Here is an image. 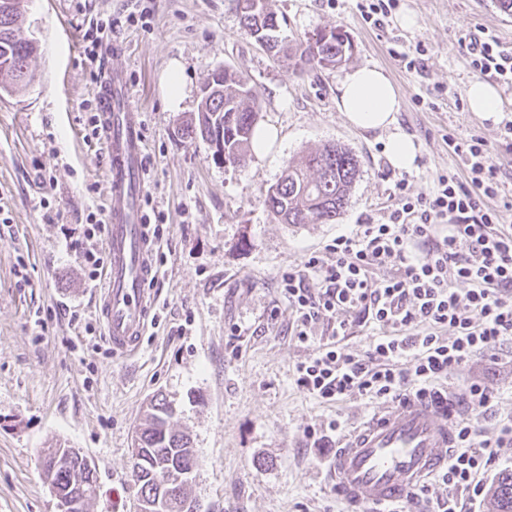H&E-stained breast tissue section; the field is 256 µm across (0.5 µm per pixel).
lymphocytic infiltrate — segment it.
I'll return each instance as SVG.
<instances>
[{
    "label": "lymphocytic infiltrate",
    "mask_w": 512,
    "mask_h": 512,
    "mask_svg": "<svg viewBox=\"0 0 512 512\" xmlns=\"http://www.w3.org/2000/svg\"><path fill=\"white\" fill-rule=\"evenodd\" d=\"M474 67L512 82V55L498 43L470 37ZM468 181L439 177L425 196L406 194L386 223L362 224L330 244L332 261L309 257L303 269L284 275L281 285L295 313V334L309 342L319 325L332 334L297 365L299 388L325 403L353 397L395 400L424 392L428 383L495 346L512 342V198L499 195L486 144L472 137L456 144ZM394 266L377 280L374 269ZM466 283L458 294L454 282ZM379 328L365 355L343 354L347 314ZM452 329L445 339L439 331ZM494 398L472 384L467 399L472 418L456 426L458 450L441 481L452 490L479 493V476L495 462L497 449L512 445V422L495 441L477 440V416Z\"/></svg>",
    "instance_id": "lymphocytic-infiltrate-1"
}]
</instances>
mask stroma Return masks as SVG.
<instances>
[{
    "instance_id": "obj_1",
    "label": "stroma",
    "mask_w": 512,
    "mask_h": 512,
    "mask_svg": "<svg viewBox=\"0 0 512 512\" xmlns=\"http://www.w3.org/2000/svg\"><path fill=\"white\" fill-rule=\"evenodd\" d=\"M288 37L341 27L353 52L340 67L298 70L244 34L236 0H22L23 30L38 50L32 81L0 78V512H57L42 468L47 449L74 448L93 461L99 488L88 512H133V433L153 395L176 408L199 465L192 496L209 512H345L328 481L336 443L382 408L365 397L321 402L294 382L315 342L290 333L294 315L280 290L311 256L328 258L336 236L364 221L385 223L397 181L427 195L442 174L465 178L454 141L481 137L500 194L512 196V83L472 65L466 39H495L512 53V17L492 0H396L383 29L370 28L357 0H268ZM417 25L402 28V14ZM111 22L92 44L91 22ZM129 42L112 55L113 41ZM123 68L143 113L149 183L141 203L162 224L156 306L137 353L118 356L95 312L101 282L86 276L85 253L105 240L85 230L105 217V157L97 123L101 66L89 50ZM417 53L405 69L402 53ZM180 64L187 96L165 99L167 71ZM383 68L399 100L397 125L420 148L416 169L393 168L383 135L349 125L336 106L345 72ZM226 67L259 94L263 125L278 139L245 165L214 160L184 129L211 71ZM475 81L493 84L503 122L471 112ZM333 142L352 150L360 175L334 224L278 223L266 190L288 161ZM474 383L496 394L479 421L495 439L512 420V344L477 355L432 389L461 393Z\"/></svg>"
}]
</instances>
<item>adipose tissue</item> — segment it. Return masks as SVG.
<instances>
[{"label": "adipose tissue", "mask_w": 512, "mask_h": 512, "mask_svg": "<svg viewBox=\"0 0 512 512\" xmlns=\"http://www.w3.org/2000/svg\"><path fill=\"white\" fill-rule=\"evenodd\" d=\"M336 105L352 127L386 134L387 156L394 168L415 167L419 148L397 126L398 94L382 68L366 64L348 71L336 88Z\"/></svg>", "instance_id": "1"}]
</instances>
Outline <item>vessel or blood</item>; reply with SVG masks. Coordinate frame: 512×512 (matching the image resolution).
Masks as SVG:
<instances>
[{
  "label": "vessel or blood",
  "instance_id": "vessel-or-blood-1",
  "mask_svg": "<svg viewBox=\"0 0 512 512\" xmlns=\"http://www.w3.org/2000/svg\"><path fill=\"white\" fill-rule=\"evenodd\" d=\"M99 131L106 146L107 266L97 312L114 353L136 352L147 328L158 277L157 246L139 203L147 188L142 114L125 73L109 68L97 89ZM453 400L435 392L384 407L347 438L330 464L337 498L348 512H384L413 502L455 450Z\"/></svg>",
  "mask_w": 512,
  "mask_h": 512
}]
</instances>
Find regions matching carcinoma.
Instances as JSON below:
<instances>
[{
	"label": "carcinoma",
	"mask_w": 512,
	"mask_h": 512,
	"mask_svg": "<svg viewBox=\"0 0 512 512\" xmlns=\"http://www.w3.org/2000/svg\"><path fill=\"white\" fill-rule=\"evenodd\" d=\"M21 0H0V76L15 83L31 79L29 61L37 47L22 45L13 34L23 25ZM253 0H237L240 23L247 36L261 33L269 49L283 61L311 69L335 68L352 53L353 44L345 31L333 28L310 37L288 39L278 17L269 8L251 10ZM213 87L203 93L197 117L187 126L190 138L199 137L215 145L216 159L244 165L253 147L259 120L257 91L227 69L211 73ZM359 176V164L352 151L335 143L291 161L276 184L266 191L264 203L281 224H334L343 215L350 192ZM173 407L166 397L155 396L139 422L142 459L137 474V494L157 504L155 512H182L180 505L190 499L189 486L179 482L197 467L190 437L171 427ZM166 474L178 492L171 498L158 492L154 474ZM88 476L74 463L53 475L59 490L71 494L87 488ZM496 512H512V472L498 478L493 489Z\"/></svg>",
	"instance_id": "carcinoma-1"
}]
</instances>
